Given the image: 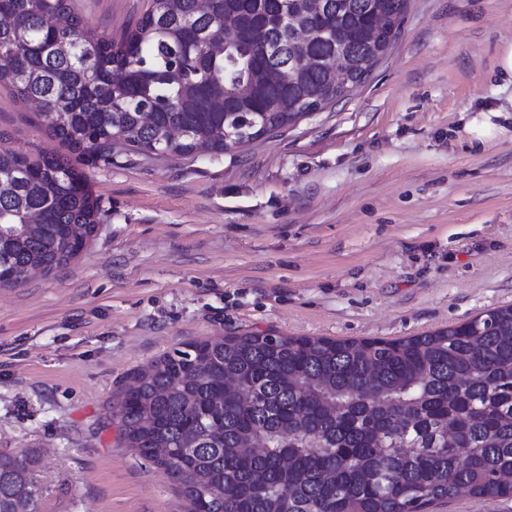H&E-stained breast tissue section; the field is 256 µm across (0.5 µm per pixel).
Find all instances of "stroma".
Wrapping results in <instances>:
<instances>
[{
	"label": "stroma",
	"instance_id": "35a3bbf8",
	"mask_svg": "<svg viewBox=\"0 0 512 512\" xmlns=\"http://www.w3.org/2000/svg\"><path fill=\"white\" fill-rule=\"evenodd\" d=\"M120 35L149 0H75ZM512 0H407L368 80L229 152L74 158L101 207L48 276L0 287V452H36L37 512H180L128 448L140 369L235 332L395 339L512 304ZM0 147L62 153L0 87Z\"/></svg>",
	"mask_w": 512,
	"mask_h": 512
}]
</instances>
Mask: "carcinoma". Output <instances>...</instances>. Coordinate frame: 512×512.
Listing matches in <instances>:
<instances>
[{
	"instance_id": "cac0c4a2",
	"label": "carcinoma",
	"mask_w": 512,
	"mask_h": 512,
	"mask_svg": "<svg viewBox=\"0 0 512 512\" xmlns=\"http://www.w3.org/2000/svg\"><path fill=\"white\" fill-rule=\"evenodd\" d=\"M406 0H325L311 30L330 28L364 62L381 7V49L399 33ZM233 8L258 42L226 56L204 48L224 36V0H152L115 38L87 27L73 0H0V84L39 103L46 128L70 153L112 159L121 139L141 154L224 151V132L248 120L337 103L331 40L314 38L307 67L277 25L302 0H240ZM277 52L266 55L264 45ZM299 69L286 87L263 84L270 67ZM257 84L224 114L215 94ZM154 113L145 124L140 113ZM178 128L184 137L164 141ZM0 265L26 282L68 264L94 236L101 209L87 176L66 156L0 148ZM37 216L43 228L22 235ZM128 447L180 485L187 512H428L465 490L512 498V304L400 339L233 333L176 349L141 369L120 401ZM260 451H243L249 443ZM34 457L0 453V512H24L39 487Z\"/></svg>"
}]
</instances>
